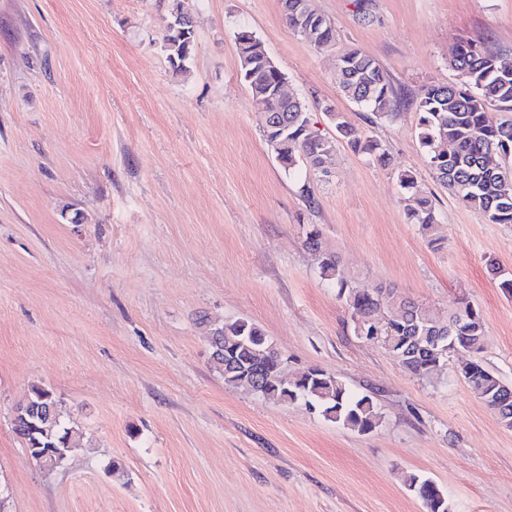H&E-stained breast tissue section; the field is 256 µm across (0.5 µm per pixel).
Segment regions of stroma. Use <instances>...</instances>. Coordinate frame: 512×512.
<instances>
[{"mask_svg": "<svg viewBox=\"0 0 512 512\" xmlns=\"http://www.w3.org/2000/svg\"><path fill=\"white\" fill-rule=\"evenodd\" d=\"M194 19L174 72L158 0H0V506L5 512H424L409 476L451 512H512V429L449 370L428 383L355 336L351 312L303 241L322 231L352 286L382 284L447 317L481 314L479 357L512 385V224L434 179L417 96L459 76V38L512 62V0H314L336 39L318 47L281 0H181ZM252 31L316 130L340 112L388 166L339 143L328 172L288 173L240 75ZM356 48L398 104L379 120L336 84ZM412 172L439 224L409 215ZM257 324L297 372L321 367L371 393L363 434L304 403L229 389L211 327ZM81 436L46 470L12 430L32 386ZM119 470H112V463ZM409 491L423 503L428 512H449L448 500L438 484L429 478L413 476Z\"/></svg>", "mask_w": 512, "mask_h": 512, "instance_id": "obj_1", "label": "stroma"}]
</instances>
